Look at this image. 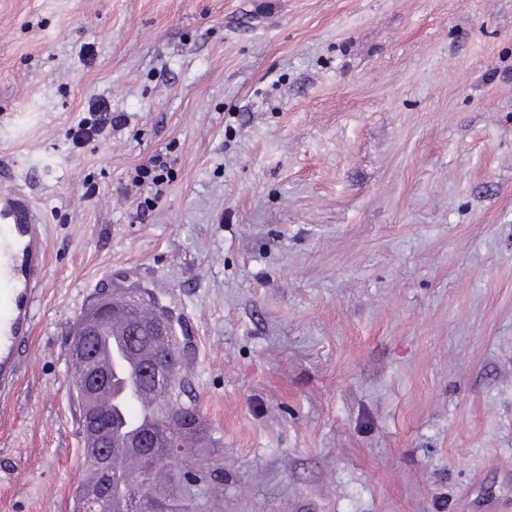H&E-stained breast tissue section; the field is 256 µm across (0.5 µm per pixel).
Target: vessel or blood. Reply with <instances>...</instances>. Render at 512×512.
<instances>
[{"label": "vessel or blood", "instance_id": "vessel-or-blood-1", "mask_svg": "<svg viewBox=\"0 0 512 512\" xmlns=\"http://www.w3.org/2000/svg\"><path fill=\"white\" fill-rule=\"evenodd\" d=\"M48 242L34 199L17 183L14 170L0 166V396L12 394L21 373V353L35 327V306L44 279ZM136 417L121 427L123 437L139 434L145 420L159 419L156 397L133 387Z\"/></svg>", "mask_w": 512, "mask_h": 512}]
</instances>
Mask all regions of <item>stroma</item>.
<instances>
[{"label":"stroma","instance_id":"35a3bbf8","mask_svg":"<svg viewBox=\"0 0 512 512\" xmlns=\"http://www.w3.org/2000/svg\"><path fill=\"white\" fill-rule=\"evenodd\" d=\"M0 160L49 239L0 512H72L71 329L129 285L190 338L194 512H512V0H0ZM92 112V118H83L78 123L76 128H70L69 136L74 141L82 138H94V136L102 135L108 128L112 129L113 125L120 122V116H112V112L107 107H98L97 109L92 106L89 109ZM134 291H136L137 294L139 296H141L147 303L151 304L153 306V308L155 309V311L157 312V314L160 315L159 319L156 320V328H157L160 336H163L162 338H165L166 336H168L169 329L171 330V332L174 331V334L178 340L179 356H180L181 362L183 364L184 350L182 348V342H181L180 336L178 335V331L176 328L178 319L175 316V313L173 312V310L170 307L163 305L159 301V299L157 297H155L147 289L138 288V289H135Z\"/></svg>","mask_w":512,"mask_h":512}]
</instances>
